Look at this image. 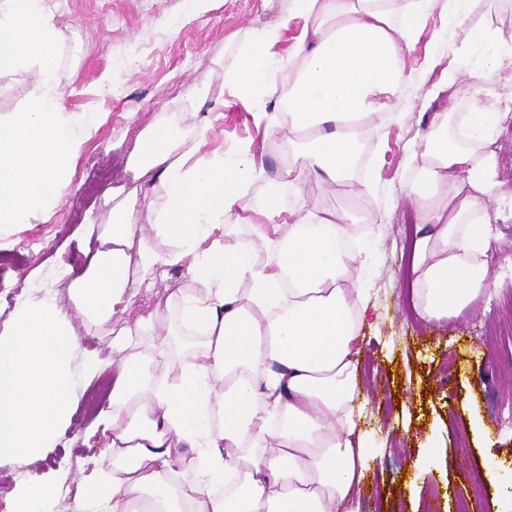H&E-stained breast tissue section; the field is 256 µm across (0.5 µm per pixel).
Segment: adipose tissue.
I'll return each instance as SVG.
<instances>
[{"label":"adipose tissue","instance_id":"ef3b65f1","mask_svg":"<svg viewBox=\"0 0 512 512\" xmlns=\"http://www.w3.org/2000/svg\"><path fill=\"white\" fill-rule=\"evenodd\" d=\"M290 2L288 17L302 27L288 57L273 51L281 27H264L251 31L239 63L224 73L235 102L251 105L262 140L239 143L229 158L179 151L154 131L137 147L164 189L150 226L136 224L128 207L89 227L96 245L70 300L88 328L110 337L114 358L112 406L94 425L112 466L85 476L86 512H137L140 504L157 512H349L371 468L351 407L363 396L361 326L370 309L367 286L352 281L362 265L350 244L355 218L283 206L274 185L256 206L247 190L264 176L265 138L282 129L290 169L323 184L349 181L371 117L403 119L384 111L382 96L432 78L436 60L417 69L404 63L432 14L460 36L461 52L478 54L469 73L476 98L512 68V40L475 21L489 0ZM281 70L284 92L275 79ZM272 97L278 112L258 108ZM502 106L435 113L410 146L420 176L405 193L425 227L410 269L422 320L458 317L490 292L487 205L498 184L490 146ZM234 223L250 226L247 242L228 243ZM185 262L192 288L160 295L153 312L113 328L141 289L155 288L157 267ZM174 307L181 328L203 343L185 354L170 385L158 378L165 348L144 351L138 339L164 327Z\"/></svg>","mask_w":512,"mask_h":512}]
</instances>
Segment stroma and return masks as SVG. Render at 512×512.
I'll list each match as a JSON object with an SVG mask.
<instances>
[{
	"mask_svg": "<svg viewBox=\"0 0 512 512\" xmlns=\"http://www.w3.org/2000/svg\"><path fill=\"white\" fill-rule=\"evenodd\" d=\"M60 33L57 92L68 112H100L104 119L74 160L70 186L52 212L34 214L28 223L0 231V251L40 245L21 267L0 272V288L16 290L23 305L43 303L44 289L60 305H69V277L83 268L86 241L81 227L112 219V191L135 194V217L148 223L162 205L160 186L138 175L136 143L163 129L181 150L195 143V125L209 117L214 130L207 150L231 152L243 139L256 137L248 112L228 99L224 71L234 65L251 29L287 22L275 52L287 56L300 21H287L289 0H211L206 12L193 14L186 0H52ZM441 26L432 16L406 66H420L436 50L441 68L452 69V95L430 100V83L405 86L385 101L403 111L401 123L373 119L363 138L359 180L322 187L288 169V140L273 135L266 143V178L248 190L253 204L263 203L270 182H278L281 202L303 197L308 206L358 213L354 244L361 250L359 276L371 290L377 316L363 325L360 378L365 398L355 405L358 422L375 456L367 485L357 497V512H512V498L502 479L482 476L486 459H512V430H501L502 414L512 409V338L505 327L512 313V119L501 136L505 185L490 202L492 253L489 277L493 295L474 304L458 319L429 324L420 320L408 295V258L418 224L405 193L415 173L406 164L414 138L435 113L461 109L471 102L467 57L452 41L439 42ZM117 80L109 91L105 74ZM38 81L35 71L0 76V115L20 111ZM380 162L378 172L368 166ZM374 176L375 186L360 180ZM78 346L72 366L81 368L88 353L105 363L102 379L111 380L110 340L88 331L72 313ZM97 389L82 385L67 424L49 447L33 459L0 465V512H9L17 495L60 488L52 512H75L83 477L96 467L110 468L103 439L93 436L95 413L86 406ZM436 443L441 453L428 460L423 450Z\"/></svg>",
	"mask_w": 512,
	"mask_h": 512,
	"instance_id": "obj_1",
	"label": "stroma"
}]
</instances>
